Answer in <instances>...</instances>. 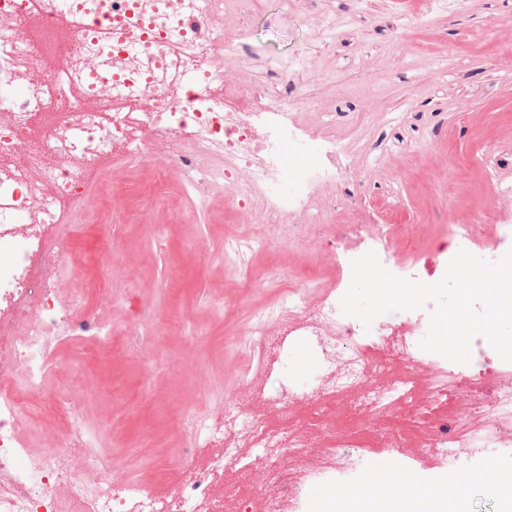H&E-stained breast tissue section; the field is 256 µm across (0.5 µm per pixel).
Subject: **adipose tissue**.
Wrapping results in <instances>:
<instances>
[{
	"label": "adipose tissue",
	"instance_id": "ef3b65f1",
	"mask_svg": "<svg viewBox=\"0 0 512 512\" xmlns=\"http://www.w3.org/2000/svg\"><path fill=\"white\" fill-rule=\"evenodd\" d=\"M465 482L449 473L427 488L400 466L374 473L363 487L324 497L321 512H463Z\"/></svg>",
	"mask_w": 512,
	"mask_h": 512
}]
</instances>
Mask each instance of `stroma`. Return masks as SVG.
Returning <instances> with one entry per match:
<instances>
[{"label": "stroma", "instance_id": "stroma-1", "mask_svg": "<svg viewBox=\"0 0 512 512\" xmlns=\"http://www.w3.org/2000/svg\"><path fill=\"white\" fill-rule=\"evenodd\" d=\"M250 28L251 55L225 54L224 73L233 80L261 78L270 57L302 55L296 77L309 96L308 121L318 132L342 138L352 148L351 166L364 181L323 189L321 204L353 219L365 211L376 218L393 212L415 217L412 238L398 257L428 259L439 242L440 225L470 223L481 207L496 209L512 225V0H248L242 17ZM164 154L149 163L117 160L109 165L121 194L104 198L100 179L89 181L88 199L73 216L74 251H98L104 237L121 249L134 274L112 291L100 316L123 326L137 316L156 338L143 348H125L98 361L92 345L71 339L53 349L58 379L83 364L76 395L88 428L114 419L115 430L98 439L112 451L121 472L144 484L157 483L154 469L129 458L118 441L134 444L146 431L155 443L183 441L177 420L152 416L149 399H170L208 416L221 398L254 388L272 393L282 378L310 383L313 351L289 338L286 351L262 350L251 331L278 330L279 289L264 277L267 266L257 244L269 234L260 211L239 209L223 195L201 204L190 179L177 174L155 197L153 174ZM132 214L113 224L115 211ZM167 230L156 248L153 226ZM318 227L290 225L282 253L289 267L310 263L324 248ZM241 243L256 281L241 287L224 265L225 243ZM179 274L178 292L162 284Z\"/></svg>", "mask_w": 512, "mask_h": 512}]
</instances>
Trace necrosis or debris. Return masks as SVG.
Listing matches in <instances>:
<instances>
[{
    "instance_id": "4bbe7bcc",
    "label": "necrosis or debris",
    "mask_w": 512,
    "mask_h": 512,
    "mask_svg": "<svg viewBox=\"0 0 512 512\" xmlns=\"http://www.w3.org/2000/svg\"><path fill=\"white\" fill-rule=\"evenodd\" d=\"M35 25L68 32L64 40L35 44ZM251 41L244 26L225 34L224 0H0V512H253L252 500L235 488L212 494L228 429L264 451L265 479L255 489L262 512H304L302 480L353 486L363 436L383 450L414 448L451 466L464 448L512 460V363L489 366L479 352L466 367L430 358L415 345L429 326L423 309L381 320L364 336L341 311L338 292L350 285L352 261L366 252L392 265L394 275L418 279V265L394 255L396 242L409 235L405 223L338 225L330 244L340 259L337 286L317 299L299 287L319 279L317 267L282 272L288 332L312 347L320 369L313 383L269 395L288 416L278 432L255 417L240 420L233 400L213 421L183 410L191 440L183 456L197 448L217 454L206 468L188 465L174 495L113 480L112 458L94 453L97 434L85 425L73 387L50 397L65 431L43 448L22 440L31 397L58 367L48 350L52 338L90 337L97 356L108 358L145 335L140 321L117 330L96 316L112 299L111 241L94 266L95 304L58 297V273L69 269L72 253L64 205L84 196L106 155L143 161L163 148L171 171L194 169L196 155H208L218 165L202 171L197 188L221 185L225 198L260 211L282 232L290 217L310 213L321 186L351 178L345 142L315 133L301 118L302 101L288 81L296 61L270 59L275 79L267 84L230 80L216 66L218 55L251 53ZM287 175L292 188L285 192ZM449 237L435 249L442 270L451 244L491 261L512 248V226L490 208ZM393 362L400 372L390 370ZM336 394L347 396L359 433L314 415ZM401 396L412 403L399 423L393 411ZM299 408L310 409V418L297 419ZM312 433L324 443L315 464ZM275 485L282 493H272Z\"/></svg>"
}]
</instances>
